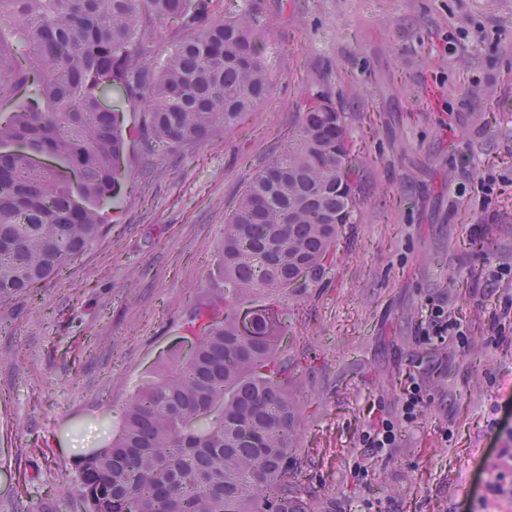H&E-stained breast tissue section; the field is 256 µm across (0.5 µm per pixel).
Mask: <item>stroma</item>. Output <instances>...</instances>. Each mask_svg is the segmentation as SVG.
<instances>
[{
  "instance_id": "35a3bbf8",
  "label": "stroma",
  "mask_w": 512,
  "mask_h": 512,
  "mask_svg": "<svg viewBox=\"0 0 512 512\" xmlns=\"http://www.w3.org/2000/svg\"><path fill=\"white\" fill-rule=\"evenodd\" d=\"M262 2L268 99L154 167L130 158L102 237L33 298L0 304V512L50 505L83 452L111 443L139 386L186 351L191 307L224 292V216L287 148L312 87L350 131L355 219L319 280L239 305L291 312L278 354L297 365L301 488L338 512H467L474 494L479 512H512V491L484 490L512 473V281L489 279L512 265V0ZM437 299L464 338L419 340ZM410 375L425 405L408 423ZM371 407L395 425L382 452L361 442ZM34 446L43 455L20 456Z\"/></svg>"
}]
</instances>
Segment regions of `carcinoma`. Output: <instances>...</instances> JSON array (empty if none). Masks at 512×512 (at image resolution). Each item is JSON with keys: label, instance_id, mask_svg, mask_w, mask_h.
Instances as JSON below:
<instances>
[{"label": "carcinoma", "instance_id": "1", "mask_svg": "<svg viewBox=\"0 0 512 512\" xmlns=\"http://www.w3.org/2000/svg\"><path fill=\"white\" fill-rule=\"evenodd\" d=\"M0 0V303L31 297L102 235L125 176L124 112L158 152L233 130L271 93L261 0ZM117 94L121 107L107 109ZM358 162L333 101L309 91L294 143L247 179L224 224V304L193 309L191 359L172 358L86 455L61 497L75 512H316L297 492L294 369L275 357L288 309L260 288H305L358 206Z\"/></svg>", "mask_w": 512, "mask_h": 512}]
</instances>
